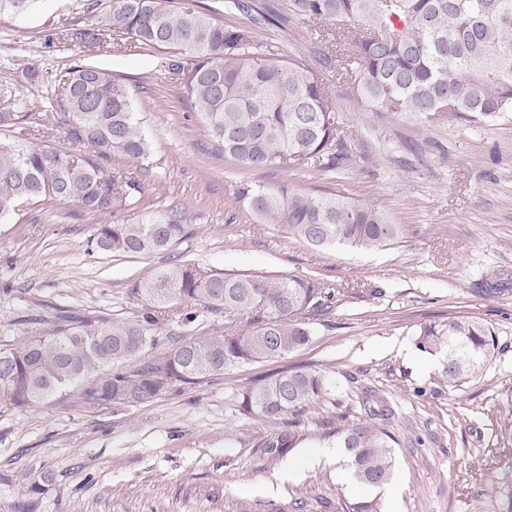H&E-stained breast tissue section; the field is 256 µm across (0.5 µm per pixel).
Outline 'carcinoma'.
<instances>
[{
	"mask_svg": "<svg viewBox=\"0 0 512 512\" xmlns=\"http://www.w3.org/2000/svg\"><path fill=\"white\" fill-rule=\"evenodd\" d=\"M30 0H0V17L31 11ZM205 11L176 0H99L84 4L92 23L55 32L82 48L59 72L51 112L30 111L21 97L0 109V128L35 126L37 141L0 142V221L24 204L73 203L85 214L112 216L131 208L141 183L105 163L114 155L146 163L151 142L126 90L85 52L120 40L172 49L167 67L209 132L212 149L249 170L294 169L315 163L333 172L347 166L335 95L322 70L367 106L405 114L421 124L448 119L482 127L512 117V0H216ZM248 23L228 26L221 10ZM296 20L322 50L317 60L278 57L255 43L253 27L285 29ZM85 147L86 153L74 148ZM237 197L265 224L317 249H374L392 242L397 227L377 208L339 194L313 195L285 185L243 183ZM192 219L173 206L138 224H97L90 244L100 253L165 252L191 234ZM146 308L135 319L59 314L20 342L0 344V409L46 404L88 382L87 399L134 406L169 387L195 384L226 370L281 358L312 340L308 320L328 315L335 292L311 276L232 274L173 259L135 285ZM229 319L222 335L187 338L178 328L197 309ZM166 335L171 348L143 359ZM495 333L469 317L420 328L417 347L438 359L440 381L456 387L478 375ZM319 371L285 370L242 394L241 410L287 426L261 438L270 461L307 440L300 427L311 405L330 391ZM397 439L361 420L336 428V447L350 458L353 479L366 489L387 484ZM345 512H381L363 496Z\"/></svg>",
	"mask_w": 512,
	"mask_h": 512,
	"instance_id": "carcinoma-1",
	"label": "carcinoma"
}]
</instances>
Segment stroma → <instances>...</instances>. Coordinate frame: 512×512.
Wrapping results in <instances>:
<instances>
[{
    "label": "stroma",
    "instance_id": "1",
    "mask_svg": "<svg viewBox=\"0 0 512 512\" xmlns=\"http://www.w3.org/2000/svg\"><path fill=\"white\" fill-rule=\"evenodd\" d=\"M83 3L46 0L0 17V107L21 97L31 111L48 108L46 88L22 73L69 67L73 50L46 36L89 23ZM254 37L287 54L311 50L296 22L255 28ZM92 62L120 80L154 147L145 167L113 156L111 167L144 186L139 204L115 222L181 204L193 233L176 252L195 264L313 275L352 295L312 322L301 350L174 385L141 405L94 404L76 386L47 405L0 411V512H18L34 480L45 488L35 512H344L365 494L347 457L282 479L283 462L257 446L277 423L240 409L256 379L307 368L333 383L307 414V432L374 412L397 438L393 477L376 491L382 512H512V119L423 126L362 106L331 76L347 167L246 171L211 154L165 50L131 46ZM243 182L346 194L382 210L399 237L369 252L317 250L262 223L237 197ZM98 222L75 205L41 202L0 223V343L24 340L61 310L127 319L142 312L133 288L168 256L89 252ZM466 316L488 323L496 346L478 377L451 389L435 358L417 349L416 333Z\"/></svg>",
    "mask_w": 512,
    "mask_h": 512
}]
</instances>
